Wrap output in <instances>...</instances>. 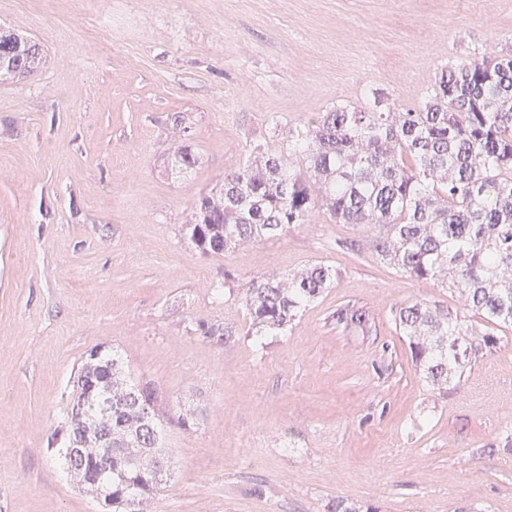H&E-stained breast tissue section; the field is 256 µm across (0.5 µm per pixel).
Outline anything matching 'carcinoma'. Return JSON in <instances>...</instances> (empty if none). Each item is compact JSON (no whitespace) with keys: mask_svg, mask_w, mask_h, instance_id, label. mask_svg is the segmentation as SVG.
I'll return each mask as SVG.
<instances>
[{"mask_svg":"<svg viewBox=\"0 0 512 512\" xmlns=\"http://www.w3.org/2000/svg\"><path fill=\"white\" fill-rule=\"evenodd\" d=\"M40 46L0 26V83H15L42 67ZM172 170L200 163L187 140L189 126L175 119ZM283 147L258 146L220 187L199 196L183 226L201 251L221 255L272 239L319 212L336 224L370 234L384 263L409 278L432 280L464 297L481 328L436 303L415 302L395 312L412 362L433 385L462 375L472 358L491 352L512 329V49L488 59L471 55L441 70L417 105L396 111L384 96L340 103L281 132ZM336 280L318 263L288 274L244 283L228 273L221 287L242 295L248 334L283 332L298 313ZM336 320L365 327V312L349 306ZM112 386L86 409L112 430V475L85 488L97 499L112 490V512H147L158 488L154 460L163 412L151 383L103 352ZM112 399V420L99 401ZM59 458L67 461L68 411L59 429Z\"/></svg>","mask_w":512,"mask_h":512,"instance_id":"carcinoma-1","label":"carcinoma"}]
</instances>
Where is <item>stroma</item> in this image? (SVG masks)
Listing matches in <instances>:
<instances>
[{
  "label": "stroma",
  "mask_w": 512,
  "mask_h": 512,
  "mask_svg": "<svg viewBox=\"0 0 512 512\" xmlns=\"http://www.w3.org/2000/svg\"><path fill=\"white\" fill-rule=\"evenodd\" d=\"M1 25L46 61L0 86V512H100L56 452L99 345L167 417L151 512H512V332L440 389L393 313L461 298L399 276L355 226L318 216L221 255L182 230L272 119L375 90L412 105L445 62L512 48V0H0ZM178 115L201 157L186 176ZM313 262L338 277L282 333L250 336L240 297L214 292ZM345 304L367 329L337 322ZM190 127L185 125L184 120H174L173 134L175 146L171 154L172 170L178 174H187L193 171L200 163L199 157L194 153L186 141L188 140Z\"/></svg>",
  "instance_id": "35a3bbf8"
}]
</instances>
